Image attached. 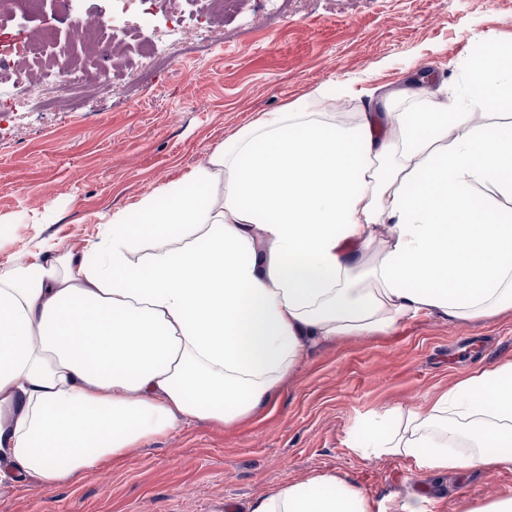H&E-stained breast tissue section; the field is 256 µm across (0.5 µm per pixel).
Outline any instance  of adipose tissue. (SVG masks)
<instances>
[{
    "instance_id": "obj_1",
    "label": "adipose tissue",
    "mask_w": 512,
    "mask_h": 512,
    "mask_svg": "<svg viewBox=\"0 0 512 512\" xmlns=\"http://www.w3.org/2000/svg\"><path fill=\"white\" fill-rule=\"evenodd\" d=\"M469 88L462 112L407 82L381 122L299 98L102 215L83 251L43 242L1 266L0 463L75 482L182 423L266 406L308 344L512 307V125L489 118L512 104V48L488 42ZM355 445L429 471L511 468L512 361L364 422ZM249 512L372 506L322 474Z\"/></svg>"
}]
</instances>
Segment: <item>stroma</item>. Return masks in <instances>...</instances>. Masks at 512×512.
Listing matches in <instances>:
<instances>
[{"instance_id": "35a3bbf8", "label": "stroma", "mask_w": 512, "mask_h": 512, "mask_svg": "<svg viewBox=\"0 0 512 512\" xmlns=\"http://www.w3.org/2000/svg\"><path fill=\"white\" fill-rule=\"evenodd\" d=\"M121 0H67L64 11L22 8L0 14L14 40L8 57L13 100H0V266L23 258L36 240L82 250L99 215L129 209L179 180L265 112L324 88L328 109L377 112L378 96L408 77L458 98L477 49L490 37L512 43V0H295L285 13L257 12L253 0L233 15L205 13L183 0L186 25L207 16L217 37H185L177 63L134 81L143 48L170 27L169 0H158L137 39L115 46L112 101L95 67L93 44L76 41L73 20L112 18ZM58 37L86 90L59 88L28 106L22 66L30 42ZM512 360V308L471 321L436 314L393 329L307 345L270 405L230 425L195 420L131 449L76 482L0 479V512H248L255 499L288 483L333 473L386 508L411 493L429 512H471L512 492V468L449 473L356 451L358 426L385 409L420 405L473 369Z\"/></svg>"}]
</instances>
